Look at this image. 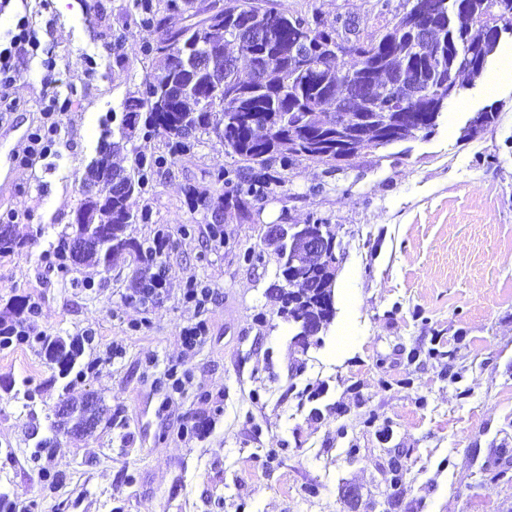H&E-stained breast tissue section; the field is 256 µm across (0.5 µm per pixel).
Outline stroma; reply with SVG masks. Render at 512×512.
Returning a JSON list of instances; mask_svg holds the SVG:
<instances>
[{
    "label": "stroma",
    "mask_w": 512,
    "mask_h": 512,
    "mask_svg": "<svg viewBox=\"0 0 512 512\" xmlns=\"http://www.w3.org/2000/svg\"><path fill=\"white\" fill-rule=\"evenodd\" d=\"M25 7L56 81L22 63L0 133L37 125L53 93L72 106L60 144L0 191L28 243L0 258V317L26 297L27 323L82 354L63 379L40 345L0 348V512H512V82L492 95L477 82L428 137L364 147L341 170L247 162L204 133L177 154L138 131L113 162L154 163L132 199L146 219L129 229L158 252L162 285L144 299L135 255L66 274L46 255L102 121L156 65L158 34L133 0H12L0 18ZM494 103L492 130L460 140ZM191 187L205 202L189 204ZM318 220L336 237V313L303 346L267 295L265 237ZM191 283L213 289L205 308L186 299ZM201 320L204 339L184 347ZM172 367L182 390L156 383ZM90 393L98 426L55 435L57 406Z\"/></svg>",
    "instance_id": "obj_1"
}]
</instances>
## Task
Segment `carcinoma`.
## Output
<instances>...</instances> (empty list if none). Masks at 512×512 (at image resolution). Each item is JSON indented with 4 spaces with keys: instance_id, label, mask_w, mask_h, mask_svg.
I'll list each match as a JSON object with an SVG mask.
<instances>
[{
    "instance_id": "obj_1",
    "label": "carcinoma",
    "mask_w": 512,
    "mask_h": 512,
    "mask_svg": "<svg viewBox=\"0 0 512 512\" xmlns=\"http://www.w3.org/2000/svg\"><path fill=\"white\" fill-rule=\"evenodd\" d=\"M437 13L428 16L441 49L426 55L415 30L420 0H372L369 12L372 29L350 38L352 30L340 24L341 16L328 19L316 3L307 10L291 13L275 0H167L170 10L188 14L191 23L177 30L166 28L165 18L153 11L150 0H134L139 24L160 32L151 52L160 65L149 73V85L160 91L170 88V107L161 109L145 96H130L122 102L123 116L119 137L106 130L99 138L96 157L85 172L75 178L81 194L78 209L86 212V223L69 224L59 234L53 255L57 269L83 265L104 271L125 253L140 250L128 228L146 219L132 210L131 199L144 184L153 163L137 157L126 171L130 189L123 195L108 190L105 170L112 157L127 149L139 127L177 138L182 151L189 150L199 133L213 134L224 148L246 161L287 164L309 158L333 162L341 169L349 165L366 146L385 147L434 131L440 113H424L420 126L413 129L397 124L396 113L385 107L387 79L418 84L431 95L452 99L475 86L486 71L500 39L488 16L512 27V0H437ZM270 22L269 36L260 44L249 40L242 27L249 21ZM353 40L352 54L336 55V46ZM200 56L220 61L205 68L195 64ZM261 80L243 79L239 63ZM319 65L311 71L309 63ZM358 87L361 94L351 103V125L336 134L332 100ZM501 112L491 105L474 113L462 129L461 139L469 141L491 127ZM97 187L98 199L86 197V188ZM107 230L104 248L73 252L75 240L93 233L95 227ZM309 227L290 224L284 242L273 248L278 281L270 286V297L279 312L299 326L320 331L335 315L334 285L336 252H331L294 290L288 288L289 264L295 257ZM42 350L68 374L80 355L74 343L47 337Z\"/></svg>"
}]
</instances>
